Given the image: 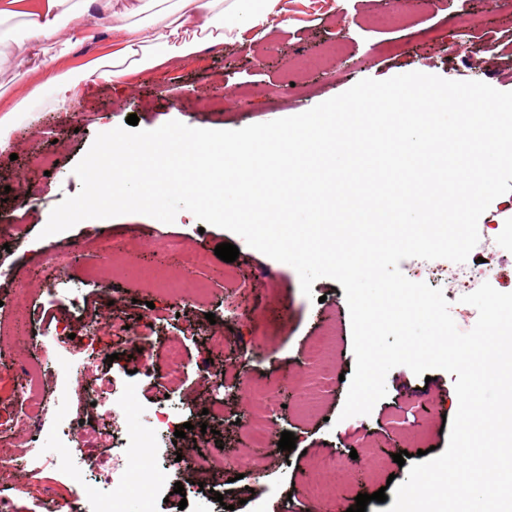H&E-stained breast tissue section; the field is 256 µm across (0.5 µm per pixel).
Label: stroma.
<instances>
[{
  "mask_svg": "<svg viewBox=\"0 0 512 512\" xmlns=\"http://www.w3.org/2000/svg\"><path fill=\"white\" fill-rule=\"evenodd\" d=\"M283 7V24L252 45L227 43L130 75L125 85L82 88L71 112L35 106L36 121L13 133L14 155L0 154V224L23 227L10 252L0 256V301L9 307L0 318L9 326L0 334V498L8 512H43L42 493L65 502L82 481L93 485L90 512H196L195 499L174 494L178 482L187 490L201 482L224 488L216 512H347L358 494L406 480L408 470L394 462L395 453L446 450L458 397L454 375L440 369L418 376L408 367H394L386 376V397L370 414L342 418L355 357L345 291L333 279H317L311 295H304L292 266L186 210L171 223L137 213L114 217L112 233L124 246L105 262L91 260L87 225L41 234L44 215L79 192L73 169L99 134L98 118L104 114L116 127L134 113L145 130L172 120L238 130L303 113L361 80L413 71L512 91V0L496 6L489 0H434L430 7L410 5L398 12L391 0H283ZM470 16L479 18V27L461 26V19ZM89 25L94 41L50 45L34 57L27 49L23 17L1 21L0 113L10 110L33 81L110 56L109 10L100 9ZM491 38L499 41L493 51L485 47ZM48 153L56 155L55 167L30 165L31 156ZM34 189L41 193L42 206L22 211L20 196ZM511 208L509 192L478 221L475 250L492 265L490 283L501 292H512V222L505 218ZM35 239L49 252L75 245L65 274L82 284L79 313L51 296L55 277L35 280L36 254L29 247ZM171 239L212 256L210 266L193 280L199 297L166 324L187 338L184 383L173 392L135 372L141 351L152 353L156 369L164 367L153 332L172 289L161 283L146 287L143 276L163 267L162 247ZM222 243L238 248L233 263L214 257ZM423 265L422 259L410 258L401 261L400 269L410 280L442 288L458 329L471 330L478 312L461 303L463 289L441 286ZM117 314L125 324L121 332L111 327ZM93 324L99 327L100 371L132 387L114 402L121 435L145 443V451L82 445L67 432L80 392L72 373ZM329 325L337 336L334 366H308L309 347ZM33 328L46 336L63 328L71 338L53 360L44 361L29 344ZM36 364L49 400L36 441L47 463L42 470L25 454V435L9 431L19 411L17 390ZM205 367L223 371L222 385L200 381ZM268 385L276 397L265 411L256 393ZM216 403L223 404V415L205 417ZM161 408L170 427L156 421ZM186 422L191 430L176 438L175 430H183ZM258 422L266 434L259 445L253 440ZM204 425L209 428L205 434L200 431ZM285 431L297 439L293 450L278 448ZM176 451L195 458L196 468H169ZM245 452L253 455L254 467L243 472L234 460ZM111 453L126 473L120 488L99 481L90 466ZM332 481L339 487L332 501H310L301 494L307 484Z\"/></svg>",
  "mask_w": 512,
  "mask_h": 512,
  "instance_id": "obj_1",
  "label": "stroma"
}]
</instances>
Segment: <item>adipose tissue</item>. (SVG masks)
Instances as JSON below:
<instances>
[{"mask_svg": "<svg viewBox=\"0 0 512 512\" xmlns=\"http://www.w3.org/2000/svg\"><path fill=\"white\" fill-rule=\"evenodd\" d=\"M100 0H0V18L27 19L28 40L38 46L57 41L61 32L82 43L92 39L87 24ZM145 12L137 21L136 12ZM283 12L281 0H139L138 5L113 0L110 30L116 45L111 58L97 59L79 72L49 77L30 89L8 112L0 114V153L9 152L13 129L34 104L69 110L80 84L116 85L132 73L148 71L165 62L241 39L249 31L267 32Z\"/></svg>", "mask_w": 512, "mask_h": 512, "instance_id": "ef3b65f1", "label": "adipose tissue"}]
</instances>
